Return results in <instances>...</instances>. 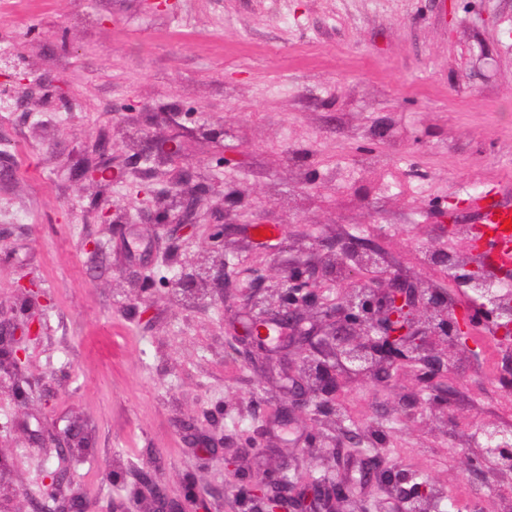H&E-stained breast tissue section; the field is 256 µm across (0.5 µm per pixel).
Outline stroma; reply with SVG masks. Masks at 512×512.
<instances>
[{
  "mask_svg": "<svg viewBox=\"0 0 512 512\" xmlns=\"http://www.w3.org/2000/svg\"><path fill=\"white\" fill-rule=\"evenodd\" d=\"M4 47L57 95L0 77V321L20 320L33 282L48 325L27 345L26 401L0 378V512H50L51 474L86 512H126L147 460L171 487L209 489L215 512H256L225 486L286 460L310 470L313 428L353 483L343 512H388L397 495L364 479L369 456L454 503L483 487L475 512H512L493 474L464 462L479 425L512 427V350L492 328L432 385L411 369L390 385L346 374L335 419L284 421V380L229 326L239 290L319 261L324 238L366 239L393 271L447 287L430 253L472 248L443 232L438 208L468 224L470 197L512 199V0H174L156 13L142 0H0ZM155 135L240 206L211 195L191 236L158 224L149 200L176 167L142 159ZM101 141L104 180H76ZM256 212L276 228L273 250L256 244ZM223 222L242 226L226 240V293L186 307L170 269ZM132 276L156 290L137 297L122 286ZM435 390L448 393L436 412ZM73 422L88 448L44 444ZM244 429L261 448L240 447ZM216 451L238 470L214 466Z\"/></svg>",
  "mask_w": 512,
  "mask_h": 512,
  "instance_id": "stroma-1",
  "label": "stroma"
}]
</instances>
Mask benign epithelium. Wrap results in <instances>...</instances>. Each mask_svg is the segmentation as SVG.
I'll list each match as a JSON object with an SVG mask.
<instances>
[{
	"instance_id": "1",
	"label": "benign epithelium",
	"mask_w": 512,
	"mask_h": 512,
	"mask_svg": "<svg viewBox=\"0 0 512 512\" xmlns=\"http://www.w3.org/2000/svg\"><path fill=\"white\" fill-rule=\"evenodd\" d=\"M2 64L14 70L10 75L13 88L33 93L26 73L11 61V54L0 53ZM153 147L155 153L143 155L144 160L156 155L170 161L181 155L179 148L166 140L154 143ZM214 191V186L195 181L192 172L180 173L171 181L172 204L158 208L161 222L175 221L192 230L206 198ZM224 237V225H214L208 249L202 256L180 265L171 287L195 298L209 294L224 281L229 256ZM324 248L326 252L319 265L299 264L277 271L272 284L266 286L270 295L262 320L248 315L253 307V300L249 299L244 320L237 322L241 341L252 351H269L265 340L252 335L251 328L257 322L280 329L281 346L295 351L288 368L295 370L296 375L288 372L285 377L291 380L290 391L305 398L281 406L279 416L289 418L309 411L324 416L333 414L330 398L336 393L342 373L391 382L401 369L417 367L420 381L428 384L448 371L459 350L472 349L474 335L490 322L496 325L498 341L504 345L512 343V310L503 308L494 291L480 293L482 302L478 304H463L426 281L413 282L388 271L374 274L381 267V253L371 245L335 241L326 243ZM349 260L369 278L346 289L336 301L325 294L322 277ZM435 262L438 267L448 268L457 284L495 282L487 275V268L464 257L450 262L448 256L441 254ZM23 291L27 307L24 323L0 335V370L13 376L12 389L17 395L23 393L18 377L25 360L23 345L37 339L46 328L41 290L25 286ZM307 322L308 328L304 327ZM315 343L326 351L323 362L303 356L304 349ZM82 432L81 425L74 423L56 432L53 441L60 448L78 446ZM479 433L483 444L468 458V466L488 467L499 475L512 471V431L484 424ZM389 481L399 491L392 512L423 510L429 499V481L414 483L411 475L400 472L390 475ZM405 483L410 488H403ZM307 490L313 493L315 501L330 506L328 512H335L336 504L345 502L351 494L349 484L334 475L326 472L316 477L310 471L300 473L289 467L273 474L250 473L236 484L240 498L265 504L263 512H308ZM137 496L144 512H214L207 494L196 483L187 482L175 491L156 480L149 468L142 471Z\"/></svg>"
}]
</instances>
